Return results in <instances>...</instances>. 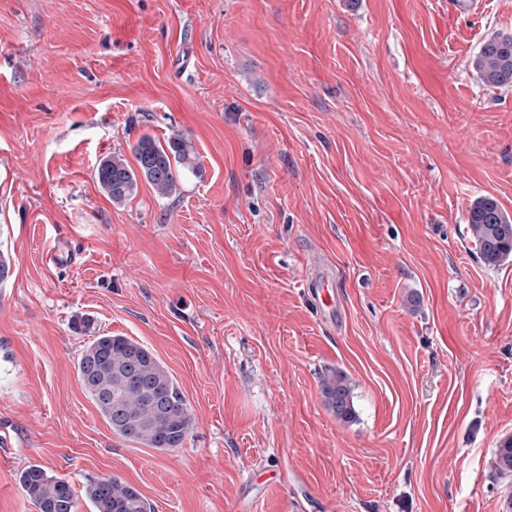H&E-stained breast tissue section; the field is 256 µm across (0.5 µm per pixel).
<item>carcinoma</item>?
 Segmentation results:
<instances>
[{"label":"carcinoma","instance_id":"carcinoma-1","mask_svg":"<svg viewBox=\"0 0 512 512\" xmlns=\"http://www.w3.org/2000/svg\"><path fill=\"white\" fill-rule=\"evenodd\" d=\"M471 67L488 88H512V31L487 38L473 56ZM136 164L121 154L103 157L96 167L100 192L114 205H122L145 181L154 193L166 198L176 193L181 172H200L193 142L175 136L161 144L142 136L133 149ZM467 223L481 261L496 267L512 259V217L489 196L469 208ZM72 332L92 340L80 350L77 372L82 387L116 435L150 448H180L192 429L186 397L172 376L143 345L125 336L96 334L95 321L86 314L75 315ZM324 405L343 424L356 412L352 385L341 370L329 371L320 381ZM494 467L512 477V437L497 446ZM22 491L37 512H77V496L70 483L50 476L39 464L19 475ZM84 497L94 512H151V506L133 485L119 479L90 480Z\"/></svg>","mask_w":512,"mask_h":512}]
</instances>
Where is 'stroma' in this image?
<instances>
[{
    "label": "stroma",
    "instance_id": "obj_1",
    "mask_svg": "<svg viewBox=\"0 0 512 512\" xmlns=\"http://www.w3.org/2000/svg\"><path fill=\"white\" fill-rule=\"evenodd\" d=\"M502 30L512 0H0V512H37L32 464L154 512H505L512 261L482 264L467 224L481 196L512 215V89L471 68ZM146 134L202 172L113 205L96 166ZM78 314L170 372L182 447L112 432ZM352 385L341 370L329 371L320 381V393L324 405L343 424L351 423L356 412L352 397ZM83 494L94 512H151L138 489L119 478L89 480Z\"/></svg>",
    "mask_w": 512,
    "mask_h": 512
}]
</instances>
